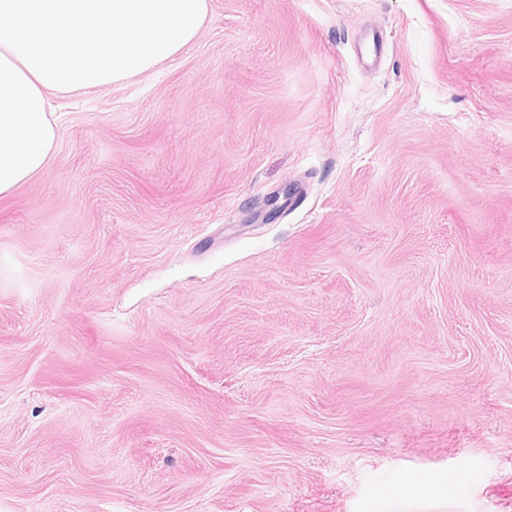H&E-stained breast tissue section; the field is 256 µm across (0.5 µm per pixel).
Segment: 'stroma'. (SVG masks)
<instances>
[{"instance_id": "obj_1", "label": "stroma", "mask_w": 512, "mask_h": 512, "mask_svg": "<svg viewBox=\"0 0 512 512\" xmlns=\"http://www.w3.org/2000/svg\"><path fill=\"white\" fill-rule=\"evenodd\" d=\"M0 197V512H512V0H210Z\"/></svg>"}]
</instances>
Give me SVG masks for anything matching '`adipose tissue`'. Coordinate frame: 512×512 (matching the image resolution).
<instances>
[{
	"instance_id": "ef3b65f1",
	"label": "adipose tissue",
	"mask_w": 512,
	"mask_h": 512,
	"mask_svg": "<svg viewBox=\"0 0 512 512\" xmlns=\"http://www.w3.org/2000/svg\"><path fill=\"white\" fill-rule=\"evenodd\" d=\"M209 8V0H0V196L50 163V94L155 70L197 38Z\"/></svg>"
}]
</instances>
